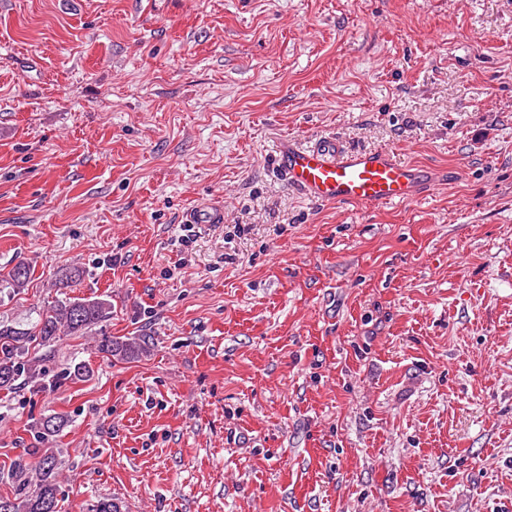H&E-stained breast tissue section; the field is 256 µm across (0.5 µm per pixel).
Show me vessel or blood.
I'll return each mask as SVG.
<instances>
[{"mask_svg":"<svg viewBox=\"0 0 512 512\" xmlns=\"http://www.w3.org/2000/svg\"><path fill=\"white\" fill-rule=\"evenodd\" d=\"M274 162L289 184L317 202L355 204L365 208L420 198L431 186V174L381 150L341 147L332 140L310 147L281 143ZM189 224H220L222 207L194 208Z\"/></svg>","mask_w":512,"mask_h":512,"instance_id":"1","label":"vessel or blood"}]
</instances>
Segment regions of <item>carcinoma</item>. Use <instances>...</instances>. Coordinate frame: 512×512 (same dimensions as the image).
<instances>
[{"label":"carcinoma","instance_id":"carcinoma-1","mask_svg":"<svg viewBox=\"0 0 512 512\" xmlns=\"http://www.w3.org/2000/svg\"><path fill=\"white\" fill-rule=\"evenodd\" d=\"M30 276V266L20 262L0 278V288L20 289ZM111 302L101 298L69 297L38 313L35 323L27 326L0 321V390L11 392L25 372L24 355L30 346L48 347L65 334L87 333L108 317ZM100 350L110 357L131 359L144 347L134 339H106ZM36 468L39 483L29 488L18 483V498L0 496V512H59L56 464L51 456L41 457Z\"/></svg>","mask_w":512,"mask_h":512}]
</instances>
